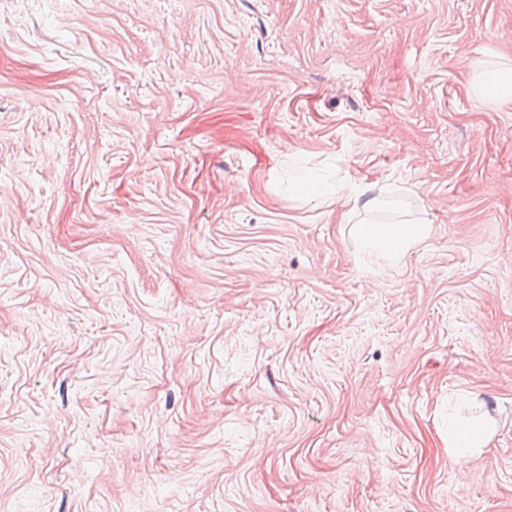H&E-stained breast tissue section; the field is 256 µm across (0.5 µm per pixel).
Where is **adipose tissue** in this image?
I'll return each instance as SVG.
<instances>
[{
    "label": "adipose tissue",
    "mask_w": 512,
    "mask_h": 512,
    "mask_svg": "<svg viewBox=\"0 0 512 512\" xmlns=\"http://www.w3.org/2000/svg\"><path fill=\"white\" fill-rule=\"evenodd\" d=\"M430 225L413 220L394 224H360L356 233L369 253L392 260L401 259L413 246L428 238Z\"/></svg>",
    "instance_id": "obj_1"
}]
</instances>
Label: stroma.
Returning a JSON list of instances; mask_svg holds the SVG:
<instances>
[{"label":"stroma","mask_w":512,"mask_h":512,"mask_svg":"<svg viewBox=\"0 0 512 512\" xmlns=\"http://www.w3.org/2000/svg\"><path fill=\"white\" fill-rule=\"evenodd\" d=\"M511 31L512 0H0V512H512V101L472 90ZM306 179L431 233L369 256ZM322 192L343 195L347 204H350L349 213L353 214L370 213L381 209L385 205V200L382 197L383 189L374 193L370 186L358 187L340 183L336 184L335 188H325ZM494 429L484 425H470L463 427L459 424L448 426V448L457 457L472 455L479 448H482Z\"/></svg>","instance_id":"1"}]
</instances>
